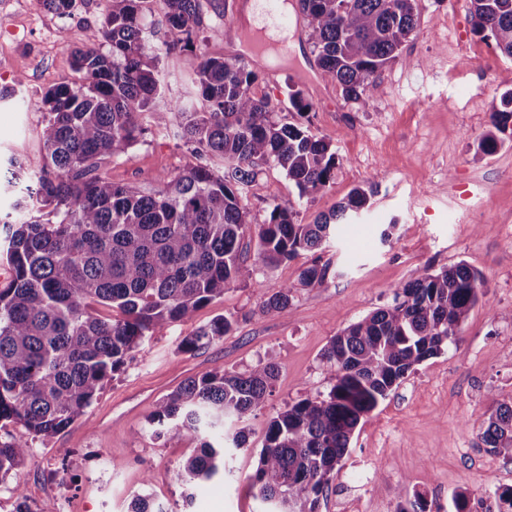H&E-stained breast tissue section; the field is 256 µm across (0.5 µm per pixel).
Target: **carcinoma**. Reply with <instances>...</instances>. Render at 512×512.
<instances>
[{
    "instance_id": "carcinoma-1",
    "label": "carcinoma",
    "mask_w": 512,
    "mask_h": 512,
    "mask_svg": "<svg viewBox=\"0 0 512 512\" xmlns=\"http://www.w3.org/2000/svg\"><path fill=\"white\" fill-rule=\"evenodd\" d=\"M69 14L77 0H40ZM476 33L512 58V0H468ZM104 21L73 52L81 82L61 83L28 100L46 114V161L27 178L32 203L18 217L0 216L5 263L0 285V422L20 423L52 438L79 421L131 353L169 323L189 320L233 284L255 280L256 265L273 268L299 251H317L369 207L373 192L356 187L329 214L310 224L274 206L267 220L248 219L246 190L257 168L275 163L300 196L326 186L336 152L299 124L272 120L268 100L251 93L252 71L229 58L208 57L191 83L206 109L162 101L163 78L146 53L147 0H105ZM323 78L347 102L377 95L381 74L417 32L418 0H297ZM165 20L176 41L191 44L200 0H166ZM103 40L110 50L93 43ZM174 126L187 148L209 163L178 174L163 190L142 191L103 176L107 161L126 156L143 139L144 119ZM512 88L491 113V129L476 152L505 143ZM224 166L217 174L213 165ZM255 263H247L251 246ZM330 265L303 269V286L322 283ZM484 276L464 262L438 272L424 267L396 287L391 305L349 324L322 354L333 385L326 397L305 398L272 417L250 488L267 512H319V501L348 453L361 420L416 365L457 341L468 312L485 295ZM294 285L261 305L262 314L288 313ZM117 310L103 315L99 307ZM236 321L218 315L184 337L193 353L230 333ZM277 366L243 372L214 370L183 380L147 419L161 438L194 439L232 417L245 421L265 407ZM483 442L512 456V404L492 402ZM29 456L28 442L0 441V481ZM178 476H224V447L211 441L184 459ZM131 512H168L140 495Z\"/></svg>"
}]
</instances>
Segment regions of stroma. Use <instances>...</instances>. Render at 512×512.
I'll return each instance as SVG.
<instances>
[{
	"mask_svg": "<svg viewBox=\"0 0 512 512\" xmlns=\"http://www.w3.org/2000/svg\"><path fill=\"white\" fill-rule=\"evenodd\" d=\"M201 4L199 31L191 46L179 48L163 0H151L146 45L164 79V100L202 107L190 81L196 66L206 56H232L256 71L252 90L270 100L275 122L303 124L336 153L328 185L304 197L283 171L263 166L247 194L250 221L265 222L280 205L305 224L358 186L372 187L371 205L354 223L339 225L321 253L302 251L258 271L255 283L226 287L192 319L145 339L86 414L57 437L40 440L16 423L1 428L0 439L26 440L31 451L0 482V512H16L21 502L28 512L48 502L58 512H129L138 494L170 512H262L248 478L268 423L288 405L327 396L333 381L322 354L331 338L390 305L395 286L420 268L461 261L483 274L485 296L457 342L415 366L361 421L320 512H397L418 494L427 512H452L457 493L467 496L471 512H500L498 496L512 488V458L484 444L482 423L492 401L512 403V140L490 156L476 146L512 77V59L474 33L467 0H419L416 35L383 71L380 93L355 104L319 74L309 39L273 44L274 58L258 66L252 39L231 50L221 35L234 26L228 0ZM103 20V0H85L68 16L39 0H0V87L24 79L19 99L0 102L1 162L14 157L26 170L42 167L45 117L25 110L22 100L76 81L71 52ZM292 89L310 103L307 114L291 107ZM199 162L173 134L154 128L102 173L117 184L158 190ZM317 259L330 263L331 276L300 286V272ZM285 284L296 287L287 314L260 315L262 300ZM220 314L236 319L230 334L195 353L179 352L185 336ZM267 361L279 373L266 408L224 425L229 434L244 430L247 441L226 455L223 480L185 484L178 466L199 443L147 434L155 403L187 377L242 373Z\"/></svg>",
	"mask_w": 512,
	"mask_h": 512,
	"instance_id": "1",
	"label": "stroma"
}]
</instances>
